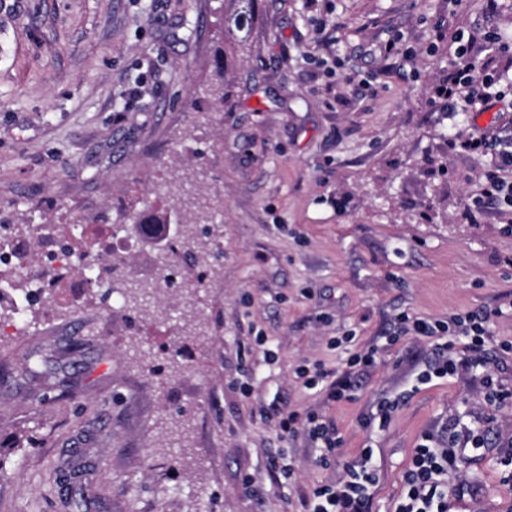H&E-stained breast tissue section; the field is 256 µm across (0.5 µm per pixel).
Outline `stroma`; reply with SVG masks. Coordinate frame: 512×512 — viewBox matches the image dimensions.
I'll use <instances>...</instances> for the list:
<instances>
[{"label":"stroma","instance_id":"35a3bbf8","mask_svg":"<svg viewBox=\"0 0 512 512\" xmlns=\"http://www.w3.org/2000/svg\"><path fill=\"white\" fill-rule=\"evenodd\" d=\"M228 31L219 127L196 106ZM461 35L476 65L510 82L488 111L449 114L431 95ZM318 39L334 44L324 67L307 56ZM462 128L512 136V0H0V227H46L0 275L35 278L54 239L91 249L125 209L165 210L224 241L194 295L178 281L137 314L65 283L22 320L0 300V361L13 369L86 343L74 397L39 406L48 382L0 379V512H302L312 483L342 477L366 448L371 512H392L414 448L450 414L477 404L512 432V400L481 395L489 372L512 386V212L468 218L491 158L449 149ZM199 192L209 212L183 205ZM124 261L142 282L176 263L140 239ZM457 312L491 313L496 367L420 383L430 343L388 336L401 314ZM371 346L361 387L324 407L342 443L314 468L305 439L284 442L265 412L320 406L297 367H339ZM385 397L399 402L390 422L366 427ZM281 447L290 483L269 468ZM498 455L463 462V512H512ZM58 470L73 474L77 506L62 505Z\"/></svg>","mask_w":512,"mask_h":512}]
</instances>
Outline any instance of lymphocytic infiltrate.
Here are the masks:
<instances>
[{"label": "lymphocytic infiltrate", "instance_id": "f902f5d3", "mask_svg": "<svg viewBox=\"0 0 512 512\" xmlns=\"http://www.w3.org/2000/svg\"><path fill=\"white\" fill-rule=\"evenodd\" d=\"M500 75L476 68L466 45H459L448 65V75L433 89V97L443 111L454 112L459 107L474 108L501 99L498 88ZM451 150L471 154H491L492 165L483 174L482 191L472 199L469 213L480 216L488 203L512 208V138L487 133L455 134L449 141ZM489 313H456L448 320H430L416 315H401L397 330L432 342L435 355L423 373L424 381L459 375L464 365L477 361L490 339ZM375 349L350 358L344 367L330 368L316 363L302 368L300 378L306 388L318 389L324 402L337 403L349 397L365 371L373 368ZM270 416L283 439L304 436L315 451L316 466L327 465L335 455L341 440L330 419L322 411H301L290 406L273 407ZM448 438L423 437L415 448L405 474L403 491L394 512H455L456 503L466 494V482L459 474L460 452L466 448L497 445L512 447V435L503 434L490 426H470L452 421ZM377 477L371 451H364L346 466V475L332 482L316 481L302 499L304 512H370L371 487Z\"/></svg>", "mask_w": 512, "mask_h": 512}]
</instances>
